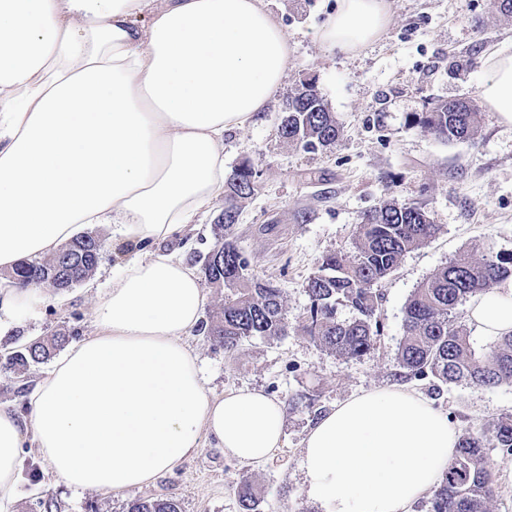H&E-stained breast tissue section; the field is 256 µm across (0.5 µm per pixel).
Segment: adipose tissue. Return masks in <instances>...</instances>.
<instances>
[{
    "label": "adipose tissue",
    "mask_w": 512,
    "mask_h": 512,
    "mask_svg": "<svg viewBox=\"0 0 512 512\" xmlns=\"http://www.w3.org/2000/svg\"><path fill=\"white\" fill-rule=\"evenodd\" d=\"M389 22V0H337L315 37L351 55ZM291 53L265 0H0V270L91 224L116 225L129 253L93 333L25 393V415L0 405V512L28 437L64 484L109 493L151 483L206 440L252 465L282 448V403L206 390L185 341L203 287L164 245L223 195L224 135L262 119ZM481 65L485 109L512 125V43ZM44 301L0 277V330ZM469 318L512 333V283L474 298ZM459 441L431 400L366 391L308 431L303 489L322 512H412Z\"/></svg>",
    "instance_id": "ef3b65f1"
}]
</instances>
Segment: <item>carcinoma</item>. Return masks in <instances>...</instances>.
Listing matches in <instances>:
<instances>
[{
  "mask_svg": "<svg viewBox=\"0 0 512 512\" xmlns=\"http://www.w3.org/2000/svg\"><path fill=\"white\" fill-rule=\"evenodd\" d=\"M421 127L434 136L473 141L479 133L477 112L467 102L434 105L418 116ZM285 142L313 152L339 139L341 128L315 85L304 83L288 97L277 128ZM259 175L243 163L232 170L224 188V212L213 225L215 244L199 258L207 282L224 289V305L201 325L210 341L234 351L246 339L274 340L288 332L279 289L258 277L232 236L240 203L255 195ZM440 226L414 204L386 201L368 211L357 225L352 255L332 253L322 258L305 285L310 306L304 332L332 353L356 358L371 353L380 337L376 286L399 265L402 257L433 239ZM104 240L86 233L66 243L42 262L23 260L11 277L25 285L67 292L93 275L104 251ZM512 275V256H460L437 269L416 288L404 314V336L397 360L417 379L441 383L464 382L476 388L512 383V335L500 336L481 355L472 347L470 331L459 321V306L485 293ZM356 311L348 321L336 317L337 306ZM68 337L54 334L29 340L4 356L0 367L21 372L48 361ZM512 452V416L489 428L463 434L459 450L431 498L430 512H489L492 477L487 449ZM241 512H254L255 495L249 480L241 484ZM126 512H181L172 499H137Z\"/></svg>",
  "mask_w": 512,
  "mask_h": 512,
  "instance_id": "cac0c4a2",
  "label": "carcinoma"
}]
</instances>
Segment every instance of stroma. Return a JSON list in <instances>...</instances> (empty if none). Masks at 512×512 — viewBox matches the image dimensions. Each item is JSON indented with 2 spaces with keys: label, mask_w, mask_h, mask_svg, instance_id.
Wrapping results in <instances>:
<instances>
[{
  "label": "stroma",
  "mask_w": 512,
  "mask_h": 512,
  "mask_svg": "<svg viewBox=\"0 0 512 512\" xmlns=\"http://www.w3.org/2000/svg\"><path fill=\"white\" fill-rule=\"evenodd\" d=\"M293 48L287 76L270 112L256 125L224 136V164L249 162L260 189L243 202L234 235L252 271L280 289L288 333L275 340H245L233 352L201 332L187 338L211 393L256 388L281 401L284 444L254 467L225 456L211 442L152 483L122 493L67 488L32 444H25L17 493L9 512H36L53 498L57 512H123L139 498L179 502L182 512H240L238 492L250 480L258 512H318L303 491L298 462L309 428L352 395L369 389L405 387L447 411L461 431H478L512 414V384L479 389L406 376L396 354L403 338L410 294L435 270L459 255H512V125L485 111L479 95L481 56L512 41V13L495 0H390L392 19L378 40L359 53L329 52L314 37L336 0H267ZM314 81L341 125L334 145L306 153L279 138L286 98L300 83ZM464 99L478 113L476 142H446L425 132L413 113L435 103ZM415 203L440 231L408 252L378 286L381 335L359 358L337 356L307 336V278L324 255L353 252L364 212L382 201ZM224 209L215 202L175 246L187 264L213 245L211 225ZM122 258L104 251L89 283L57 302L53 289L15 331L0 334V354L15 336L55 333L78 342L93 331L94 292L106 289ZM493 475L490 512H512V454L489 449Z\"/></svg>",
  "instance_id": "1"
}]
</instances>
